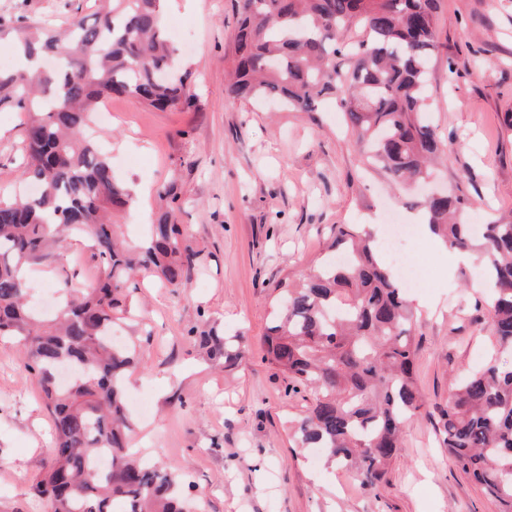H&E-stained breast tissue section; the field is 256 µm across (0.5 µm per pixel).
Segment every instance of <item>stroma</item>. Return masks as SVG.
Returning a JSON list of instances; mask_svg holds the SVG:
<instances>
[{
  "label": "stroma",
  "instance_id": "obj_1",
  "mask_svg": "<svg viewBox=\"0 0 512 512\" xmlns=\"http://www.w3.org/2000/svg\"><path fill=\"white\" fill-rule=\"evenodd\" d=\"M95 0H0V23L64 27ZM238 25L234 0H172L165 26L193 73L190 105L159 112L113 97L105 149L134 201L113 217L129 245L143 225L172 211L196 259L181 288L141 274L130 299L151 332L140 342L142 370L126 396H144L133 447L172 464L185 496L203 512H497L495 503L448 459L438 421L454 381L483 365L490 343L475 308L480 266L451 264L421 232L402 250L424 272L431 303L416 308L417 382L425 399L406 428L387 483L369 490L296 447L292 422L312 397L286 395L263 359L272 286L310 271L327 253L334 224H406L417 190L361 169L336 99L300 112L268 100L224 94L226 60ZM428 118L448 148L440 188L470 203L466 217L512 212V0H441ZM24 161L23 128L0 114V188L12 190ZM174 186L178 200L163 190ZM100 266L76 241L59 264L33 266L31 302L43 289L93 287ZM240 339L241 364L213 366L195 335ZM22 350L0 341V512H48L35 486L52 448L51 417Z\"/></svg>",
  "mask_w": 512,
  "mask_h": 512
}]
</instances>
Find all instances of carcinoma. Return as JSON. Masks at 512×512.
I'll use <instances>...</instances> for the list:
<instances>
[{"instance_id": "1", "label": "carcinoma", "mask_w": 512, "mask_h": 512, "mask_svg": "<svg viewBox=\"0 0 512 512\" xmlns=\"http://www.w3.org/2000/svg\"><path fill=\"white\" fill-rule=\"evenodd\" d=\"M74 13L58 33L28 25L9 47L26 66L0 69V112L24 116L26 163L21 182L38 192L0 195V336L24 347L51 415L54 442L36 485L52 512H190L170 467L127 446L132 423L123 386L140 362L137 344L116 347L114 323L130 314L126 284L147 270L185 285L195 253L181 225L163 214L136 255L117 241L112 211L132 199L86 126L114 94L165 111L192 101L190 72L162 80L176 62L159 0H99ZM239 27L226 97L275 98L301 112L335 96L362 163L402 187L431 178L446 155L426 118L429 66L438 48L440 0H236ZM426 223L452 249L478 248L484 264L492 355L463 377L442 411L448 457L512 512V221L484 225L476 244L463 221V200L425 199ZM324 263L298 280L274 285L278 299L264 336V360L288 380V392L312 403L294 434L319 448L366 488L385 480L402 429L424 406L414 372L419 346L414 312L400 279L379 260L363 224H334ZM75 236L90 243L102 277L93 288L63 280L56 313L28 301L26 268L53 265ZM210 356L233 368L239 353L220 336L199 337ZM111 462L91 463L101 449Z\"/></svg>"}]
</instances>
